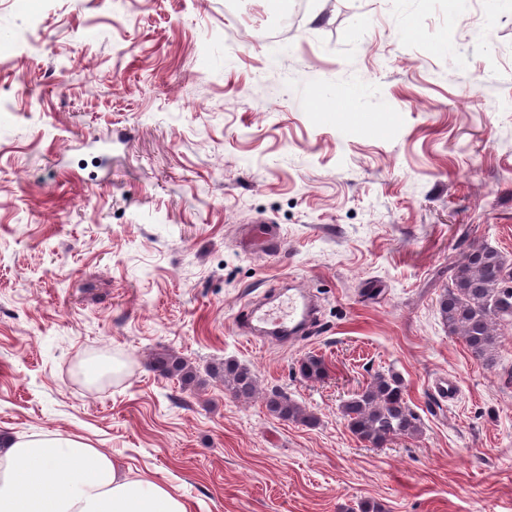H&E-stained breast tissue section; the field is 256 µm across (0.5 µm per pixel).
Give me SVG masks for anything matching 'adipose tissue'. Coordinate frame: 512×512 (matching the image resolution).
I'll use <instances>...</instances> for the list:
<instances>
[{"instance_id": "adipose-tissue-1", "label": "adipose tissue", "mask_w": 512, "mask_h": 512, "mask_svg": "<svg viewBox=\"0 0 512 512\" xmlns=\"http://www.w3.org/2000/svg\"><path fill=\"white\" fill-rule=\"evenodd\" d=\"M0 512H189L166 485L134 479L81 437L0 440Z\"/></svg>"}]
</instances>
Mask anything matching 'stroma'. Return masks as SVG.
Listing matches in <instances>:
<instances>
[{
    "mask_svg": "<svg viewBox=\"0 0 512 512\" xmlns=\"http://www.w3.org/2000/svg\"><path fill=\"white\" fill-rule=\"evenodd\" d=\"M272 23L270 0H0V435L81 436L190 512H512V330L489 370L438 312L469 246L512 260V0H307L279 48ZM291 288L316 323L250 343L245 306ZM163 349L201 383L152 371ZM106 353L111 384L79 381ZM227 359L260 396L206 377ZM387 370L423 434L376 448L338 407ZM298 372L306 380L318 381L327 376L328 368L321 358L308 355L298 363ZM267 406L272 413L285 420L297 421L307 425H313L317 420L312 413L307 412L304 407L284 393H272L267 398Z\"/></svg>",
    "mask_w": 512,
    "mask_h": 512,
    "instance_id": "stroma-1",
    "label": "stroma"
}]
</instances>
